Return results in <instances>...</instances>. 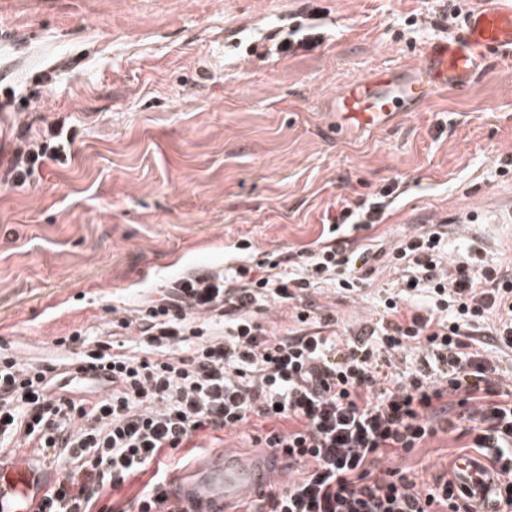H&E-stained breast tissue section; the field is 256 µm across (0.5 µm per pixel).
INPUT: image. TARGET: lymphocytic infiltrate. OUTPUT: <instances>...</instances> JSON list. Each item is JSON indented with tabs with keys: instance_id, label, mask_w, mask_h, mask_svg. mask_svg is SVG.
<instances>
[{
	"instance_id": "lymphocytic-infiltrate-1",
	"label": "lymphocytic infiltrate",
	"mask_w": 512,
	"mask_h": 512,
	"mask_svg": "<svg viewBox=\"0 0 512 512\" xmlns=\"http://www.w3.org/2000/svg\"><path fill=\"white\" fill-rule=\"evenodd\" d=\"M75 138L61 123L18 133L9 183L34 185ZM382 208L345 205L316 247L258 265L238 242L233 264L184 274L113 318V334L134 332L132 346L77 333L79 352L59 363L1 355L0 454L65 459L39 512H97L140 476L138 512H185L167 490L168 455L200 432L248 424L261 428L256 443L301 469L259 512H471L448 474L421 489L409 470L379 466L441 433L483 456L498 482L494 512H512V386L496 361L512 351V272L475 245L450 258L444 224L387 250L355 246L350 227H372ZM383 260L397 280L381 318L338 334L312 292L327 284L354 296ZM273 307L289 309L290 335L259 323ZM411 347L422 362L398 371L396 353Z\"/></svg>"
}]
</instances>
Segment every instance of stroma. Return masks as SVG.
I'll return each mask as SVG.
<instances>
[{"mask_svg":"<svg viewBox=\"0 0 512 512\" xmlns=\"http://www.w3.org/2000/svg\"><path fill=\"white\" fill-rule=\"evenodd\" d=\"M472 0H0V99L32 135L77 131L38 183L0 182V354L71 356L57 338L106 327L113 308L180 274L316 246L345 203L398 185L357 245L395 241L429 215L473 236L468 211L512 203V61L489 56L465 92L384 130L336 127L347 83L413 62L458 33ZM303 24L311 39L285 48ZM377 275L317 306L358 331L379 318ZM253 429L169 457V473L222 448L255 453ZM459 454L442 434L385 466L431 485Z\"/></svg>","mask_w":512,"mask_h":512,"instance_id":"1","label":"stroma"}]
</instances>
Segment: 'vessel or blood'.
Here are the masks:
<instances>
[{"label": "vessel or blood", "instance_id": "vessel-or-blood-1", "mask_svg": "<svg viewBox=\"0 0 512 512\" xmlns=\"http://www.w3.org/2000/svg\"><path fill=\"white\" fill-rule=\"evenodd\" d=\"M492 53L512 59V0H474L459 34L428 42L402 75L377 70L345 85L336 95V123L347 130L391 126L438 94L466 91ZM283 466L281 455L271 450L242 457L223 449L178 472L171 495L189 512H233L239 502L259 497ZM453 475L470 504L491 505L497 483L481 456L457 457ZM48 483L47 473L24 457L0 463V512H38Z\"/></svg>", "mask_w": 512, "mask_h": 512}]
</instances>
